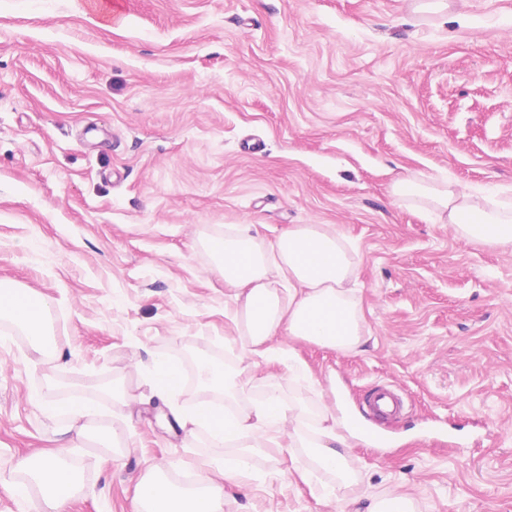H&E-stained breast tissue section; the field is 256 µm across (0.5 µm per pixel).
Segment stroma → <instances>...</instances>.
Masks as SVG:
<instances>
[{
  "label": "stroma",
  "instance_id": "35a3bbf8",
  "mask_svg": "<svg viewBox=\"0 0 512 512\" xmlns=\"http://www.w3.org/2000/svg\"><path fill=\"white\" fill-rule=\"evenodd\" d=\"M0 0V283L49 300L52 351L0 322V512L11 484L78 427L33 398L94 402L124 447L73 448L68 512H134L147 471L171 484L223 457L185 440L151 389L153 359L221 353L237 396L274 380L285 401L360 414L371 386L402 389L381 443L351 449L363 500L390 487L418 512H512V248L468 244L390 194L401 174L446 173L512 194V0ZM253 224L268 240L334 224L357 248L362 350L277 337L316 395L244 349L207 235ZM135 402L115 416L122 394ZM224 512H335L308 449L253 458Z\"/></svg>",
  "mask_w": 512,
  "mask_h": 512
}]
</instances>
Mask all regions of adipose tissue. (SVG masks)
<instances>
[{
    "label": "adipose tissue",
    "instance_id": "1",
    "mask_svg": "<svg viewBox=\"0 0 512 512\" xmlns=\"http://www.w3.org/2000/svg\"><path fill=\"white\" fill-rule=\"evenodd\" d=\"M391 193L435 213L464 242L512 246L510 201L461 188L442 176H401L392 182ZM204 245L224 277V294L233 304L250 356L285 361L293 375L303 378L305 368L289 351L271 347L275 336L339 353L357 352L364 345L367 329L356 297L353 250L336 226L298 224L269 244L256 225L235 224L227 232L207 236ZM48 308L44 297L0 285V321L19 326L41 350L51 347L45 327ZM188 419L207 429L212 443L227 447V455L218 462H204L208 474L198 477L192 489H177L146 474L139 486L138 512H223L225 484L240 485L254 450L266 447L277 435L310 449L316 471L346 486L357 479L347 462L348 450L363 436L335 408H321L316 430L307 437L299 430L300 413L274 392L231 412L202 401ZM25 468L29 483L14 484L13 490L23 498L30 485H37L40 495L34 512H66L81 490L65 451L40 456Z\"/></svg>",
    "mask_w": 512,
    "mask_h": 512
}]
</instances>
